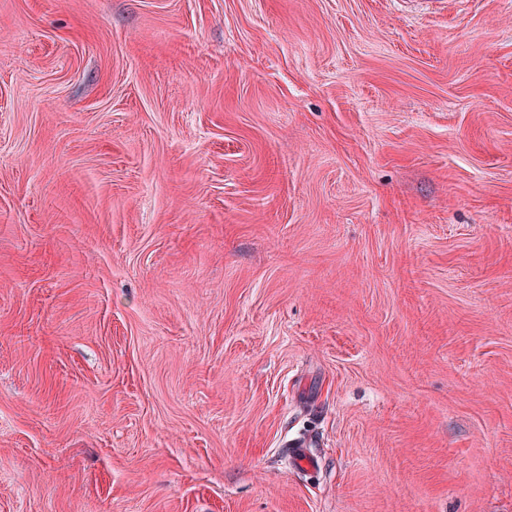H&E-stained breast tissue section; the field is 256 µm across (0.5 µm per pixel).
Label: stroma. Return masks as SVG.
I'll return each instance as SVG.
<instances>
[{"label": "stroma", "instance_id": "obj_1", "mask_svg": "<svg viewBox=\"0 0 512 512\" xmlns=\"http://www.w3.org/2000/svg\"><path fill=\"white\" fill-rule=\"evenodd\" d=\"M0 512H512V0H0Z\"/></svg>", "mask_w": 512, "mask_h": 512}]
</instances>
